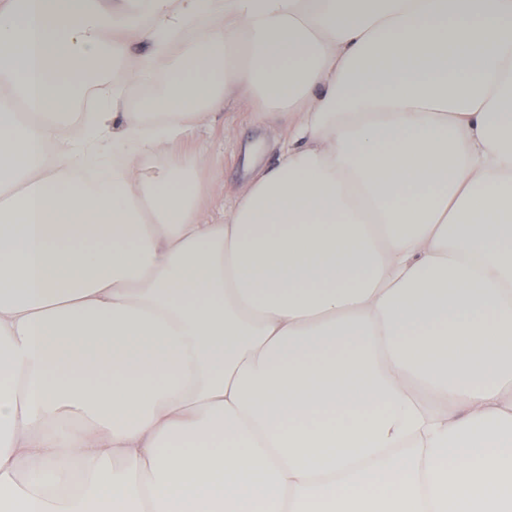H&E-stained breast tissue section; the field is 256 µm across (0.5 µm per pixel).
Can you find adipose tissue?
I'll use <instances>...</instances> for the list:
<instances>
[{"mask_svg":"<svg viewBox=\"0 0 512 512\" xmlns=\"http://www.w3.org/2000/svg\"><path fill=\"white\" fill-rule=\"evenodd\" d=\"M96 505L512 512V0H0V512ZM216 116L204 119L191 137L176 142L167 155L175 158L192 157L204 150L216 162L203 167L200 178L212 185V194L202 208L203 220L219 222L224 217V204L229 205L241 185L245 158L240 147L248 142L262 141L276 130L283 142L288 140V121L275 112L267 125H257L251 120V110L231 102ZM225 115V122H224Z\"/></svg>","mask_w":512,"mask_h":512,"instance_id":"ef3b65f1","label":"adipose tissue"}]
</instances>
